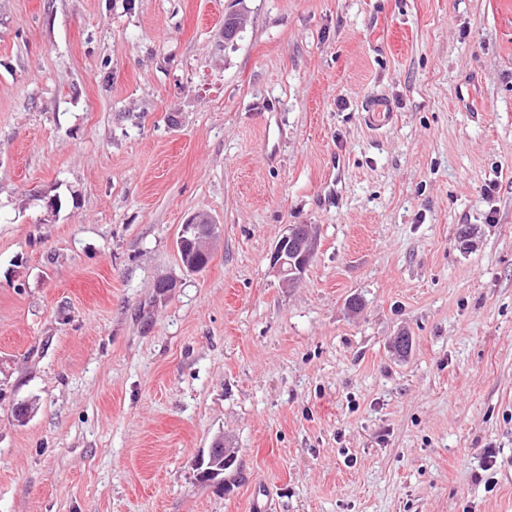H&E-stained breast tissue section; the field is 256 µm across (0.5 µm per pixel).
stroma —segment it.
<instances>
[{
    "label": "stroma",
    "mask_w": 512,
    "mask_h": 512,
    "mask_svg": "<svg viewBox=\"0 0 512 512\" xmlns=\"http://www.w3.org/2000/svg\"><path fill=\"white\" fill-rule=\"evenodd\" d=\"M0 512H512V0H0ZM388 109L389 104L386 100L381 98L371 99L365 105V120L374 128L383 126L391 116ZM221 236L219 224H214L207 218L192 217L187 224H182L178 243H189L188 248L191 249L196 257L190 266H187L189 272H197L199 259H208L211 256L216 241ZM270 256L272 272L285 286L299 280L306 270L315 247V237L309 224H289ZM215 458H221L222 461H223L224 466L228 465L235 458V448H224V439H223V437L222 438H218L215 441L213 448H210L209 462H208V457H207V459L205 460V464L203 466V469L208 467L207 463H208V465H214V459ZM224 466L221 465V464L211 466L210 469L216 470L217 472L215 473L214 476L205 477V478L210 480V479H216L219 476L223 475L224 474V469L229 468L231 465L228 466V467H225V468H224Z\"/></svg>",
    "instance_id": "35a3bbf8"
}]
</instances>
